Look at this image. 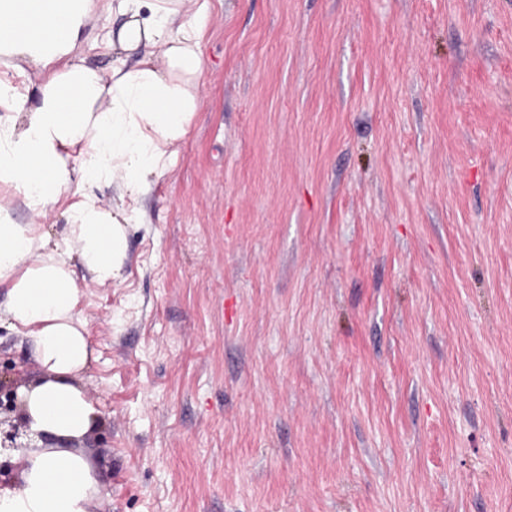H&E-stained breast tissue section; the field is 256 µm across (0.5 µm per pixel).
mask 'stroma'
<instances>
[{"label": "stroma", "mask_w": 512, "mask_h": 512, "mask_svg": "<svg viewBox=\"0 0 512 512\" xmlns=\"http://www.w3.org/2000/svg\"><path fill=\"white\" fill-rule=\"evenodd\" d=\"M203 54L76 271L95 512H512V0H222Z\"/></svg>", "instance_id": "stroma-1"}]
</instances>
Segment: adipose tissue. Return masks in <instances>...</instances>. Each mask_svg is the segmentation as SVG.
I'll use <instances>...</instances> for the list:
<instances>
[{
    "instance_id": "1",
    "label": "adipose tissue",
    "mask_w": 512,
    "mask_h": 512,
    "mask_svg": "<svg viewBox=\"0 0 512 512\" xmlns=\"http://www.w3.org/2000/svg\"><path fill=\"white\" fill-rule=\"evenodd\" d=\"M114 22L104 42L112 66L89 65L80 36L95 6ZM212 0H0V283L4 313L29 336L44 381L24 392L34 431L86 433L96 412L77 383L92 353L75 313L76 267L94 282L118 279L126 226L138 199L172 166L202 97V44ZM115 187L99 205L87 183ZM61 242L44 225L17 224L22 200L41 215L63 194ZM99 489L85 457L70 448H30L0 512H91Z\"/></svg>"
}]
</instances>
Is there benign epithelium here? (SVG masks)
Instances as JSON below:
<instances>
[{
    "instance_id": "benign-epithelium-1",
    "label": "benign epithelium",
    "mask_w": 512,
    "mask_h": 512,
    "mask_svg": "<svg viewBox=\"0 0 512 512\" xmlns=\"http://www.w3.org/2000/svg\"><path fill=\"white\" fill-rule=\"evenodd\" d=\"M25 403L17 390L0 380V454L33 448L34 439L43 440V447L71 448L73 443L60 441L43 432L30 430V419L24 411Z\"/></svg>"
}]
</instances>
